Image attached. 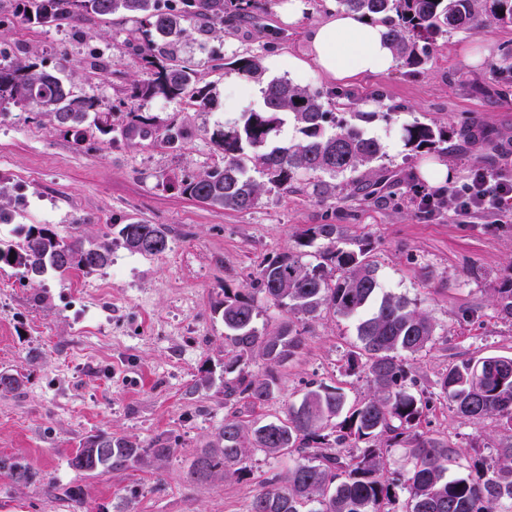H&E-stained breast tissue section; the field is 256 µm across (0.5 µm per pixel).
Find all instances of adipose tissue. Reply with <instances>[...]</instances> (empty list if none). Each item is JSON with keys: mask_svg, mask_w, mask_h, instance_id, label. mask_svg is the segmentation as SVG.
I'll list each match as a JSON object with an SVG mask.
<instances>
[{"mask_svg": "<svg viewBox=\"0 0 512 512\" xmlns=\"http://www.w3.org/2000/svg\"><path fill=\"white\" fill-rule=\"evenodd\" d=\"M385 30V25L361 14L330 11L310 28L305 57L287 56L288 69L330 81L386 72L394 67L396 58L384 39Z\"/></svg>", "mask_w": 512, "mask_h": 512, "instance_id": "ef3b65f1", "label": "adipose tissue"}]
</instances>
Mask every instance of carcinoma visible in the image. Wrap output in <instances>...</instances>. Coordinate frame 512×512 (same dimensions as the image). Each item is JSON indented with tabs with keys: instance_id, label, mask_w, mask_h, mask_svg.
<instances>
[{
	"instance_id": "carcinoma-1",
	"label": "carcinoma",
	"mask_w": 512,
	"mask_h": 512,
	"mask_svg": "<svg viewBox=\"0 0 512 512\" xmlns=\"http://www.w3.org/2000/svg\"><path fill=\"white\" fill-rule=\"evenodd\" d=\"M343 8L387 25L386 39L395 57L408 68L424 63L429 45L452 31L477 32L488 22L512 24V0H338ZM9 8L28 24L54 26L83 15L126 14L136 23L129 44L150 67L131 84V97L208 101L197 72L176 59L185 24L202 33L233 28L264 10L263 0H8ZM241 78L261 86L262 103L241 113L232 125L213 133L223 164L182 183L192 199L224 211L256 207L265 187L288 191L307 179L319 202L336 199L348 175L362 171L364 199L380 193L378 167L386 146L366 136L346 118L347 104L322 96L285 78H269L257 55L227 62ZM11 107L45 112L54 125L85 141V124L103 134L112 129L116 106L82 97L60 77L34 64L0 61V113ZM290 120L299 137L271 144ZM448 129L414 122L402 130L410 150H434L448 142ZM265 178L260 183L250 172ZM329 179H323V176ZM451 189L435 200L424 198L422 214L431 216L447 202ZM102 239L86 242L77 234L60 237L49 225H20L17 245L0 241V265L20 267L35 281L51 273L90 274L112 262V235L132 253L158 256L169 248L172 230L165 224L133 221L108 224ZM300 245L318 244L317 263L300 253L277 256L261 264L246 293L224 290L215 311L224 322V400L252 408L265 405L279 387V370L302 349L308 321L323 309L355 321L357 350L346 371L362 375L364 397L348 404L342 389L312 385L285 420H244L233 412L214 440L200 449L191 465L192 483L239 480L259 452L268 458L289 457L288 467L268 478L248 512H512V436L495 442L496 459L488 461L422 429L433 397H442L467 420L491 419L512 433V356L463 360L448 367L436 382L437 392L420 386L409 358L432 347L437 327L429 313L406 298L385 291L369 259V243L346 246L341 224H312L299 234ZM278 309L283 319L273 328L258 327L256 297ZM492 305L498 317L512 321V285L497 289ZM261 362L262 370L251 364ZM25 376L0 371V392L22 390ZM103 450L107 471H123L161 460L170 439L158 436L149 448L127 436L99 431L84 437L70 466L89 476L103 470L85 449ZM400 448L409 467L390 470L386 452ZM0 474L21 482L25 468L0 458Z\"/></svg>"
}]
</instances>
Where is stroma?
<instances>
[{
    "instance_id": "1",
    "label": "stroma",
    "mask_w": 512,
    "mask_h": 512,
    "mask_svg": "<svg viewBox=\"0 0 512 512\" xmlns=\"http://www.w3.org/2000/svg\"><path fill=\"white\" fill-rule=\"evenodd\" d=\"M281 2L266 0L257 25L185 37L178 58L207 86L205 107L161 97L127 100L146 63L126 44L134 23L124 15L45 28L0 12V54L59 73L82 96L126 101L151 119L142 135L91 132L78 145L44 113L16 108L0 118V204L12 214L0 223V240L19 242L21 224H50L64 237L77 230L88 241L100 240L107 225L132 220L173 230L164 254H135L116 242L111 268L90 274L31 282L19 268H0V369L27 378L19 393H0V456L29 471L19 483L0 476V512H247L278 462L259 453L242 480L186 479L227 412L224 323L214 308L225 291L246 290L260 263L299 252L298 234L311 224H342L349 241L369 242L383 287L433 317L436 343L413 361L422 384L432 385L462 360L512 355V323L491 307L496 288L512 278V218L472 217L446 205L425 219L412 201L427 162L452 166L455 189L479 168L512 179V74L500 70L512 55V25L449 33L420 67L398 64L346 86L358 106L374 108L364 133L388 146L378 162L386 182L377 201L348 187L320 203L300 182L264 193L254 209L238 213L181 193L183 181L219 161L212 132L260 104L243 98L228 111L241 80L225 60L304 54L308 30L328 8L327 0H307L289 24L278 16ZM466 46L482 51L479 64L462 55ZM100 51L105 65L91 69ZM473 118L486 139L453 137L441 150L421 152L399 142L402 126L414 121L457 129ZM171 125L183 132L175 149L163 139ZM466 307L478 310L468 323L458 318ZM356 342L352 321L326 311L310 322L301 353L281 369L279 388L256 419H286L314 383L342 388L348 402L360 400L366 383L344 368ZM204 369L214 384L195 389ZM422 427L491 454L485 437L494 421L463 420L446 400H433ZM98 431L135 438L145 448L162 434L172 452L119 472L71 469L80 441ZM64 486L78 488L79 499L64 498Z\"/></svg>"
}]
</instances>
